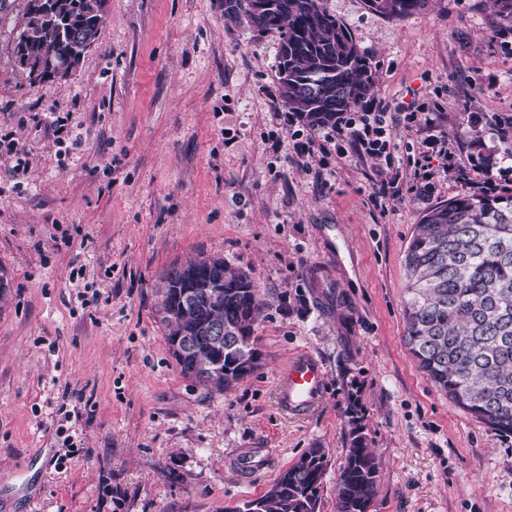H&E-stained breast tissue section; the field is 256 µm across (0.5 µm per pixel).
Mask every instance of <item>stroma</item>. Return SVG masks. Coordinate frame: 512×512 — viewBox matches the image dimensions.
I'll return each mask as SVG.
<instances>
[{"mask_svg":"<svg viewBox=\"0 0 512 512\" xmlns=\"http://www.w3.org/2000/svg\"><path fill=\"white\" fill-rule=\"evenodd\" d=\"M24 5L0 12V512H228L312 447L319 512H336L353 409L380 461L371 512H512V435L454 405L404 341L420 215L491 178L512 188V18L489 0L402 21L327 0L371 59L397 160L429 135L454 154L382 205L376 160L294 152L279 36L225 20L224 0H108L65 84L18 66ZM208 256L265 303L260 366L227 392L181 374L161 321L165 273ZM299 351L326 388L292 416L276 378Z\"/></svg>","mask_w":512,"mask_h":512,"instance_id":"35a3bbf8","label":"stroma"}]
</instances>
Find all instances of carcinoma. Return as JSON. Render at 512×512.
<instances>
[{
	"label": "carcinoma",
	"mask_w": 512,
	"mask_h": 512,
	"mask_svg": "<svg viewBox=\"0 0 512 512\" xmlns=\"http://www.w3.org/2000/svg\"><path fill=\"white\" fill-rule=\"evenodd\" d=\"M260 14L247 0H224V17L280 34L276 56L280 96L308 127L372 101L369 56L324 0H266ZM390 20L421 12L427 0H365ZM105 0H26L14 55L28 76L49 62L81 53L78 41H98ZM408 301L405 345L420 370L458 407L489 429L512 434V193L467 194L420 217L405 251ZM187 277L163 278L164 340L195 344L181 358L182 375L224 391L259 367L255 331L262 302L254 279L221 257L186 264ZM196 298L189 306L184 294ZM224 321V344L210 337ZM326 451L309 448L259 498L233 512H318ZM379 463L368 447L362 417L350 419L349 448L336 486V512H369Z\"/></svg>",
	"instance_id": "cac0c4a2"
}]
</instances>
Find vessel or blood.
<instances>
[{
	"instance_id": "vessel-or-blood-1",
	"label": "vessel or blood",
	"mask_w": 512,
	"mask_h": 512,
	"mask_svg": "<svg viewBox=\"0 0 512 512\" xmlns=\"http://www.w3.org/2000/svg\"><path fill=\"white\" fill-rule=\"evenodd\" d=\"M324 397V370L312 354L294 355L281 368L278 376L276 402L279 409L302 415L315 409Z\"/></svg>"
}]
</instances>
